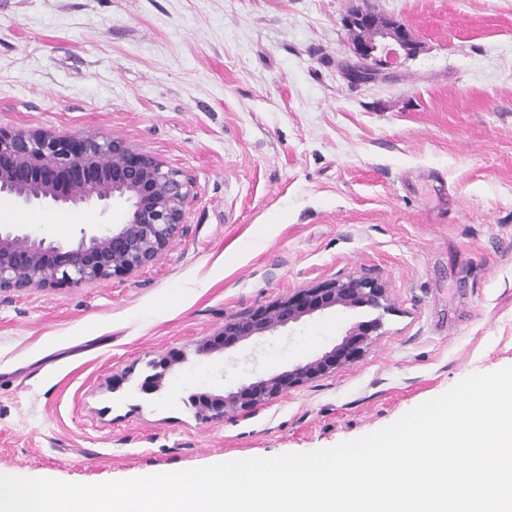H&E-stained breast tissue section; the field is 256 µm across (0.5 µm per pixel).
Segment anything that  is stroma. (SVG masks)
<instances>
[{
	"mask_svg": "<svg viewBox=\"0 0 512 512\" xmlns=\"http://www.w3.org/2000/svg\"><path fill=\"white\" fill-rule=\"evenodd\" d=\"M357 4L0 0V128L117 138L193 181L150 264L0 292V469L95 484L311 452L512 366V0H368L421 49L353 84ZM16 211L66 244L122 208ZM352 276L383 285L387 312L333 308L197 355L226 321ZM375 317L359 360L282 397L208 420L187 402Z\"/></svg>",
	"mask_w": 512,
	"mask_h": 512,
	"instance_id": "stroma-1",
	"label": "stroma"
}]
</instances>
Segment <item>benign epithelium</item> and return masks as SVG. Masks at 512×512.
<instances>
[{
    "instance_id": "1",
    "label": "benign epithelium",
    "mask_w": 512,
    "mask_h": 512,
    "mask_svg": "<svg viewBox=\"0 0 512 512\" xmlns=\"http://www.w3.org/2000/svg\"><path fill=\"white\" fill-rule=\"evenodd\" d=\"M344 26L373 30L370 40L348 44L352 63L345 76L352 83L420 50L419 41L403 22L366 7L351 11ZM192 188L184 172L116 138L0 128V196L10 195L28 207L95 203L106 211L116 202L124 204L120 223L103 232L82 229L70 244L48 243L30 233H18L13 224H1L0 291L77 287L146 266L178 235ZM384 301L385 289L369 277L322 283L225 322L220 332L197 348V354L225 351L335 307L379 310ZM380 327L381 320L374 318L318 358L225 395L201 393L194 398L197 414L212 417L245 410L351 364Z\"/></svg>"
}]
</instances>
